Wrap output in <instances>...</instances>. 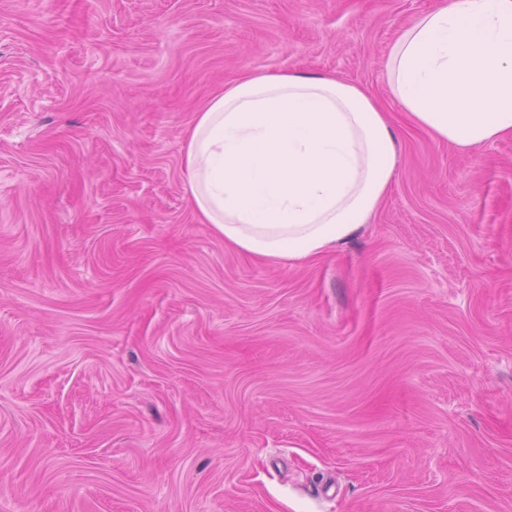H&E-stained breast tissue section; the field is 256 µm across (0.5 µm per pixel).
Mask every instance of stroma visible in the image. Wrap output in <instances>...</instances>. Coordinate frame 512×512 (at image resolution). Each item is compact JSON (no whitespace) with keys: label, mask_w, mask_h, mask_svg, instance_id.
<instances>
[{"label":"stroma","mask_w":512,"mask_h":512,"mask_svg":"<svg viewBox=\"0 0 512 512\" xmlns=\"http://www.w3.org/2000/svg\"><path fill=\"white\" fill-rule=\"evenodd\" d=\"M437 0H0V512H512V138L384 82ZM388 112L382 206L311 262L225 247L184 132L248 74Z\"/></svg>","instance_id":"stroma-1"}]
</instances>
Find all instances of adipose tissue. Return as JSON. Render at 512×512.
Returning a JSON list of instances; mask_svg holds the SVG:
<instances>
[{
	"label": "adipose tissue",
	"mask_w": 512,
	"mask_h": 512,
	"mask_svg": "<svg viewBox=\"0 0 512 512\" xmlns=\"http://www.w3.org/2000/svg\"><path fill=\"white\" fill-rule=\"evenodd\" d=\"M392 101L435 140L512 137V0H441L403 28L384 64ZM397 162L385 112L333 75H246L197 112L182 146L200 223L275 263L353 236L386 199Z\"/></svg>",
	"instance_id": "obj_1"
}]
</instances>
